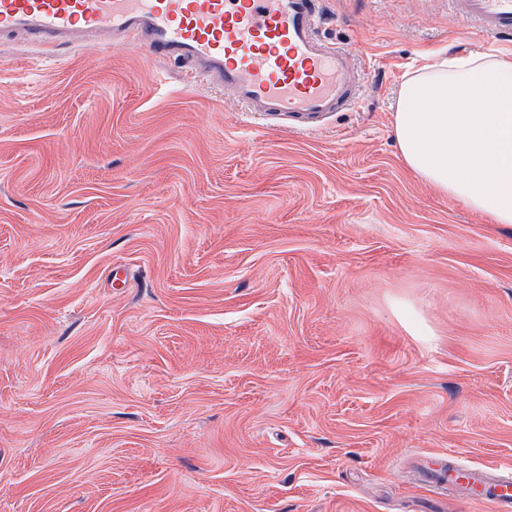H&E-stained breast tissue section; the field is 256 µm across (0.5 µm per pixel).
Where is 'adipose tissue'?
Wrapping results in <instances>:
<instances>
[{
    "label": "adipose tissue",
    "mask_w": 512,
    "mask_h": 512,
    "mask_svg": "<svg viewBox=\"0 0 512 512\" xmlns=\"http://www.w3.org/2000/svg\"><path fill=\"white\" fill-rule=\"evenodd\" d=\"M393 134L440 195L512 224V54L426 56L402 83Z\"/></svg>",
    "instance_id": "ef3b65f1"
}]
</instances>
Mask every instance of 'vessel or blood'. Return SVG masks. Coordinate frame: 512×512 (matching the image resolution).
<instances>
[{
  "mask_svg": "<svg viewBox=\"0 0 512 512\" xmlns=\"http://www.w3.org/2000/svg\"><path fill=\"white\" fill-rule=\"evenodd\" d=\"M452 4L478 31L512 34V0ZM322 19L320 0H0V38L23 33L38 44L76 47L107 38L117 48L137 40L244 111L304 125L359 96L354 56L320 37ZM424 481L490 512H512V475L497 468H462L454 479L429 471Z\"/></svg>",
  "mask_w": 512,
  "mask_h": 512,
  "instance_id": "vessel-or-blood-1",
  "label": "vessel or blood"
}]
</instances>
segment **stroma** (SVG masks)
Here are the masks:
<instances>
[{
	"mask_svg": "<svg viewBox=\"0 0 512 512\" xmlns=\"http://www.w3.org/2000/svg\"><path fill=\"white\" fill-rule=\"evenodd\" d=\"M356 105L297 131L147 48L0 42V512H488L512 467V225L402 164L449 0H325ZM446 468L444 475L437 470ZM436 471H427L424 482L436 493L446 491L451 487L458 496L467 503L478 502L485 504L493 512L512 511V475L504 473L497 468L480 465L466 468L455 467V471L448 473V466L444 464ZM451 480L448 481V475ZM457 474L459 477L457 479Z\"/></svg>",
	"mask_w": 512,
	"mask_h": 512,
	"instance_id": "stroma-1",
	"label": "stroma"
}]
</instances>
